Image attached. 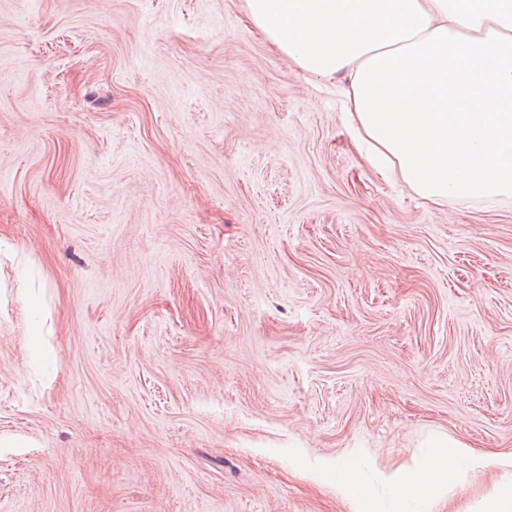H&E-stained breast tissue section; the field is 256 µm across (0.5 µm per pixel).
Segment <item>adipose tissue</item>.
Segmentation results:
<instances>
[{
  "mask_svg": "<svg viewBox=\"0 0 512 512\" xmlns=\"http://www.w3.org/2000/svg\"><path fill=\"white\" fill-rule=\"evenodd\" d=\"M305 73L349 78L352 138L418 196H512V0H244ZM488 459L453 440L392 476V512H426Z\"/></svg>",
  "mask_w": 512,
  "mask_h": 512,
  "instance_id": "ef3b65f1",
  "label": "adipose tissue"
}]
</instances>
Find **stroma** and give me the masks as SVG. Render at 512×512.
Returning a JSON list of instances; mask_svg holds the SVG:
<instances>
[{"label":"stroma","instance_id":"1","mask_svg":"<svg viewBox=\"0 0 512 512\" xmlns=\"http://www.w3.org/2000/svg\"><path fill=\"white\" fill-rule=\"evenodd\" d=\"M242 0H0V512H376L512 453V197L434 204ZM481 470L438 512H478ZM428 448L436 449L430 450L411 467L392 476V512L434 511V507L449 498L457 485L489 464L512 467V454L496 458L470 457L462 449L467 446L446 437L433 441ZM415 501L426 510H411L409 505ZM328 474L336 478V483L343 489L346 496L356 504V512H374L372 505L367 501L360 477L352 468L344 465L330 467Z\"/></svg>","mask_w":512,"mask_h":512}]
</instances>
